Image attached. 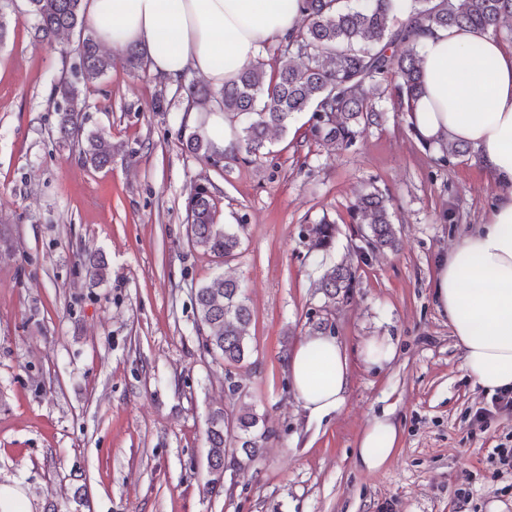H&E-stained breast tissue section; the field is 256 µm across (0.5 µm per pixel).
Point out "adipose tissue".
<instances>
[{
	"mask_svg": "<svg viewBox=\"0 0 512 512\" xmlns=\"http://www.w3.org/2000/svg\"><path fill=\"white\" fill-rule=\"evenodd\" d=\"M84 21L113 52L144 50L155 77L194 73L220 88L296 31L300 16L296 0H84ZM420 45L423 86L408 121L435 148L468 144L473 163L500 186L484 223L440 256L436 306L474 382L490 393L512 389V47L469 29H439ZM288 373L316 419L343 405L351 382L345 349L319 332L291 352ZM397 443L390 416L374 418L356 460L381 467Z\"/></svg>",
	"mask_w": 512,
	"mask_h": 512,
	"instance_id": "1",
	"label": "adipose tissue"
}]
</instances>
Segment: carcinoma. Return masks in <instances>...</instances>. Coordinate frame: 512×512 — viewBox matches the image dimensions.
Listing matches in <instances>:
<instances>
[{
    "label": "carcinoma",
    "instance_id": "cac0c4a2",
    "mask_svg": "<svg viewBox=\"0 0 512 512\" xmlns=\"http://www.w3.org/2000/svg\"><path fill=\"white\" fill-rule=\"evenodd\" d=\"M27 14L46 39L78 31L75 48L78 77L61 78L53 96L61 98L58 130L61 138L77 143L83 162L95 170L112 162V142L99 132H84L86 100L81 86L112 69V56L103 53L93 34L83 28V0H26ZM302 24L285 45L288 59L272 75L256 59L238 77L217 91L204 85L187 88L188 104L216 102L224 113L241 119L239 148L231 156L243 162L270 154V132L285 133L295 116L310 113L305 137L341 149L356 145L360 134L383 120V112L369 97L374 87L397 112L413 110L422 84L419 34L434 28H474L497 31L512 19V0H297ZM406 20L397 23V14ZM192 153L213 154L210 141L194 129L185 139ZM465 144L443 148L437 160L470 153ZM218 187L197 184L186 205V223L193 247L217 257H234L241 245V224L217 223L214 204ZM358 236L374 253L394 250L398 237L390 199L374 187L357 195L351 211ZM307 255L329 250L336 224L326 218L301 228ZM353 269L343 263L328 268L317 283L325 303L334 304L354 288ZM196 327L202 348L217 354L229 369L249 357L252 311L244 286L218 274L195 289ZM262 418L253 411L230 417L217 409L207 422L208 473L206 488L224 487V469L254 461L270 430L260 429Z\"/></svg>",
    "mask_w": 512,
    "mask_h": 512
}]
</instances>
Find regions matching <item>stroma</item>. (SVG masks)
Here are the masks:
<instances>
[{
    "mask_svg": "<svg viewBox=\"0 0 512 512\" xmlns=\"http://www.w3.org/2000/svg\"><path fill=\"white\" fill-rule=\"evenodd\" d=\"M0 483L30 512H512L506 481L485 459L512 437V414L472 429L482 390L466 375L431 280L438 257L482 223L499 187L471 157L435 163L405 115L366 129L355 147L305 139L308 113L271 152L214 163L183 146L186 89L129 70L122 56L84 87V127L112 140L110 166L92 170L59 139L49 98L77 59L74 36L49 41L26 0H0ZM171 103L154 108L158 94ZM218 188L219 222L243 225L226 261L188 242L186 198ZM389 193L398 250L355 253L356 192ZM456 221H444L446 212ZM329 219L336 242L322 262L303 225ZM101 257L107 275L90 277ZM350 261L355 286L325 305L312 284ZM239 280L253 312L250 356L224 381V363L198 339L195 288L215 274ZM346 348L351 385L341 408L310 419L291 387L285 349L317 322ZM384 339L390 362L363 363ZM251 410L274 431L247 471L226 470L207 493L211 411ZM391 413L397 448L380 469L355 462L368 422Z\"/></svg>",
    "mask_w": 512,
    "mask_h": 512,
    "instance_id": "1",
    "label": "stroma"
}]
</instances>
